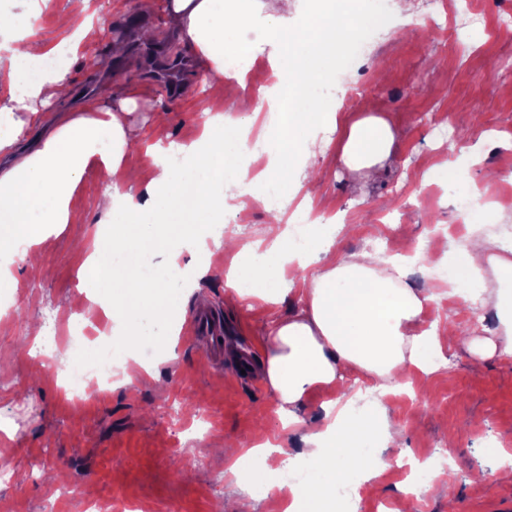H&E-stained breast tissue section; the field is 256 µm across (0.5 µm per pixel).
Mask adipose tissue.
I'll use <instances>...</instances> for the list:
<instances>
[{
	"mask_svg": "<svg viewBox=\"0 0 512 512\" xmlns=\"http://www.w3.org/2000/svg\"><path fill=\"white\" fill-rule=\"evenodd\" d=\"M380 15V0H346L326 16L302 14L292 27L287 15L266 12L262 0H165L164 22L148 38L177 34L196 59L209 96L236 94L240 115L232 121L237 133L227 132L231 121L217 113L192 142L155 148L154 174L141 199L132 192L137 175L124 165L134 142L135 97L112 107L92 100L84 104V116L27 130L17 113L66 90L71 58L67 50H46L23 34L13 37L0 61V86L12 92L10 104L0 107V157L6 160L0 166V260L19 238L27 242L28 254H36L52 227L73 222L69 201L88 168L122 173L127 192L107 194L102 207L106 223L124 230L96 239L81 267L83 280L99 288L119 322L112 332L113 354L179 334L183 294L170 282L186 273L177 262L182 251L197 253L203 276L213 249L240 255L258 250L260 265H239L227 277L226 299L259 302L268 310V336L254 373L275 398L283 425L297 422L312 392L337 391L347 377L378 391V399L360 406L325 403L326 423L306 436L302 481L276 479L280 448L270 442L237 456L228 472L245 482L247 496L230 503L227 512H252L251 501L271 494L280 497L285 512H348L338 488L372 490L389 466L385 450L400 445L382 396L404 387L411 371L430 375L448 367L446 351L455 338L447 324L428 321L434 305L446 301L492 311L495 320L483 335L468 338L470 352L480 361L512 355L511 224L469 225L467 237L449 244L445 276L426 291L407 280L405 260L414 248L407 241L396 243L394 257L384 260L367 252L337 256L334 234L315 221L297 235L271 227L267 239L248 243L213 236L214 228L243 210V195L277 207L299 194L303 184L291 172L302 160L325 153L331 144L322 129L339 126L320 90L339 49ZM268 42L275 59L269 69L257 68ZM258 78L265 82L269 108L283 112L276 122H260L245 93ZM254 128L259 134L253 148L246 133ZM342 129L336 148L344 167L381 177L394 144L388 122L368 114ZM229 183L234 191H226ZM151 251L171 259L155 279L142 271L141 257ZM287 281L299 283V303L284 313Z\"/></svg>",
	"mask_w": 512,
	"mask_h": 512,
	"instance_id": "adipose-tissue-1",
	"label": "adipose tissue"
}]
</instances>
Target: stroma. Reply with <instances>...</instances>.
<instances>
[{"label":"stroma","instance_id":"35a3bbf8","mask_svg":"<svg viewBox=\"0 0 512 512\" xmlns=\"http://www.w3.org/2000/svg\"><path fill=\"white\" fill-rule=\"evenodd\" d=\"M459 17L446 18L438 0H410V17H391L367 36L370 52L351 77L365 84L364 98L335 103L339 119L353 121L371 111L391 125L395 142L388 160L393 174L377 180L349 174L335 150L318 155L314 167L324 171L316 186V210L335 212L353 225L336 238V254L347 257L367 250L368 228L389 231L393 240H427L433 226L457 234L459 223H474L477 212L459 204L431 171L458 151L473 153L474 164L461 169L472 189L494 185L512 198V180L500 178L512 160V33L477 32L462 14L476 9L492 15L512 10V0H456ZM66 0H50L36 36L45 48L69 44L80 24L65 19ZM93 49H79L69 73L71 94L55 100L44 124L76 118L87 100L115 104L125 89L114 71L138 87L134 114L138 145L125 165L137 169L142 182L153 175L147 145L186 143L201 130L206 111L235 113L229 98L200 91L197 67L186 50L159 47L158 57L143 62V47L128 28L127 0H90ZM447 30L436 41L427 36L433 24ZM124 37L129 51L113 59L110 44ZM450 121L459 130L454 149L441 155L431 124ZM113 178L88 169L69 206L76 223L53 232L44 249L42 271L29 269L23 257L11 263L18 280L15 319L0 321V408L19 426L16 441L0 444V463L24 473L23 481H0V512H85L88 499L105 512H222L226 498L239 494L224 471L228 457L213 444L249 448L269 440L286 452L301 454L303 438L325 422L328 393L313 392L298 421L283 427L273 396L255 377L239 378L232 365L242 354L257 352L265 336L264 306L241 304L225 309L231 332L224 344L226 364L216 368L205 341L180 333L173 355L159 353L152 375L132 371L131 383L112 386L93 397H79L69 368L60 361L45 365L33 356L31 326L56 319L66 326L73 308L84 325L107 317L79 270L96 235L102 234L98 207ZM234 257L217 253L200 291L186 298L187 309L205 301L223 302L227 270ZM450 372L429 376L410 373L405 393L386 399L388 421L403 430L402 454L415 457L444 445L452 478L433 480L415 512H500L512 505V483L497 480L500 456L489 455L491 440L512 453V357L475 363L465 343L447 352ZM405 489L394 468H387L378 488L357 502L358 512H398Z\"/></svg>","mask_w":512,"mask_h":512}]
</instances>
